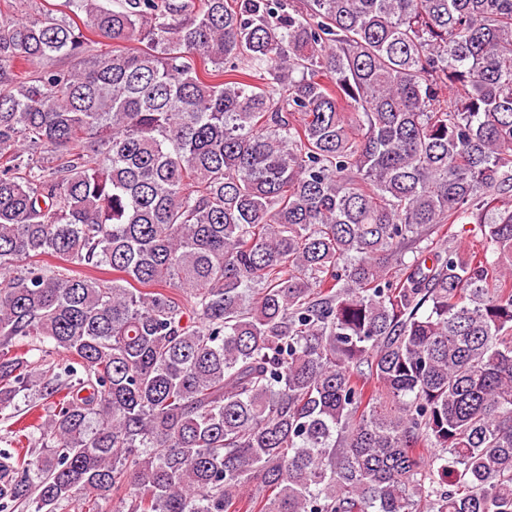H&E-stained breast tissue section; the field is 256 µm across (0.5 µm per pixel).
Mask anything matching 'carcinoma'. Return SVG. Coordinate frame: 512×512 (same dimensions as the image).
Wrapping results in <instances>:
<instances>
[{
  "label": "carcinoma",
  "instance_id": "obj_1",
  "mask_svg": "<svg viewBox=\"0 0 512 512\" xmlns=\"http://www.w3.org/2000/svg\"><path fill=\"white\" fill-rule=\"evenodd\" d=\"M65 2L0 14V512H512V0Z\"/></svg>",
  "mask_w": 512,
  "mask_h": 512
}]
</instances>
